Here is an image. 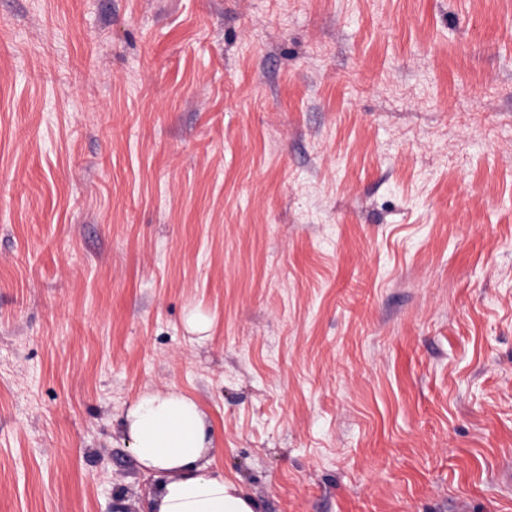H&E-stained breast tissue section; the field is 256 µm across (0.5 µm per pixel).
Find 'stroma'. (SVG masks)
Wrapping results in <instances>:
<instances>
[{
    "label": "stroma",
    "mask_w": 512,
    "mask_h": 512,
    "mask_svg": "<svg viewBox=\"0 0 512 512\" xmlns=\"http://www.w3.org/2000/svg\"><path fill=\"white\" fill-rule=\"evenodd\" d=\"M171 388L258 512H512V0H0V512H148Z\"/></svg>",
    "instance_id": "stroma-1"
}]
</instances>
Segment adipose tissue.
Masks as SVG:
<instances>
[{"instance_id": "ef3b65f1", "label": "adipose tissue", "mask_w": 512, "mask_h": 512, "mask_svg": "<svg viewBox=\"0 0 512 512\" xmlns=\"http://www.w3.org/2000/svg\"><path fill=\"white\" fill-rule=\"evenodd\" d=\"M122 425L141 469L157 481L150 512H256L252 498L212 470V429L194 398L144 392Z\"/></svg>"}]
</instances>
